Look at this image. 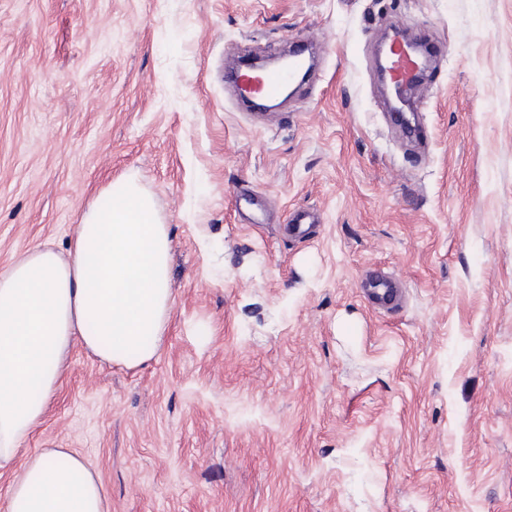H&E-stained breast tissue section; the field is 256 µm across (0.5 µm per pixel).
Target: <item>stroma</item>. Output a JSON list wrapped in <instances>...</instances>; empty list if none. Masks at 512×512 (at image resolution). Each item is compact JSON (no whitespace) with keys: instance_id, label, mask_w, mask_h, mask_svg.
<instances>
[{"instance_id":"obj_1","label":"stroma","mask_w":512,"mask_h":512,"mask_svg":"<svg viewBox=\"0 0 512 512\" xmlns=\"http://www.w3.org/2000/svg\"><path fill=\"white\" fill-rule=\"evenodd\" d=\"M396 25L434 60L413 138ZM305 41L279 109L225 94ZM129 179L171 236L163 340L74 347L23 454H78L110 512H512V0H0V269ZM417 67V61L406 53L402 47L392 46L389 49V69L388 76L390 80L397 83H407L412 75L415 73ZM415 80L408 82L407 84H398L394 88L396 98L403 105L408 104V91H410L411 83ZM401 294L402 289L393 278L382 274L371 276L368 296L374 306L380 309H392L397 306Z\"/></svg>"}]
</instances>
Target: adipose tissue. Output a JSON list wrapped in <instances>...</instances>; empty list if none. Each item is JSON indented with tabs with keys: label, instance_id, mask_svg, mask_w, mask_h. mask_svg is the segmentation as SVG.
<instances>
[{
	"label": "adipose tissue",
	"instance_id": "obj_1",
	"mask_svg": "<svg viewBox=\"0 0 512 512\" xmlns=\"http://www.w3.org/2000/svg\"><path fill=\"white\" fill-rule=\"evenodd\" d=\"M171 239L132 181L79 224L67 253L27 251L0 271V512H109L98 474L66 448L18 461L74 345L128 368L158 350L171 309ZM38 398H30L31 390Z\"/></svg>",
	"mask_w": 512,
	"mask_h": 512
}]
</instances>
